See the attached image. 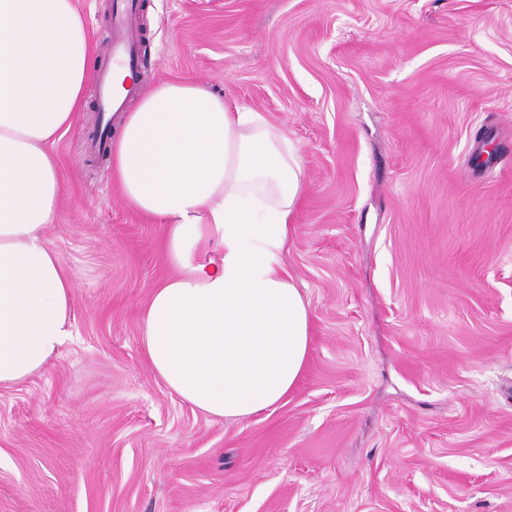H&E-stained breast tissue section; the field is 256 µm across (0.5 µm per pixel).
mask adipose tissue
Here are the masks:
<instances>
[{"label": "adipose tissue", "instance_id": "adipose-tissue-1", "mask_svg": "<svg viewBox=\"0 0 512 512\" xmlns=\"http://www.w3.org/2000/svg\"><path fill=\"white\" fill-rule=\"evenodd\" d=\"M93 64L74 0H0V386L41 372L72 334L74 283L45 229L62 195L54 146L82 117ZM110 175L162 225L176 271L142 319L153 371L227 421L276 406L311 347L310 302L286 262L298 148L197 80L163 81L123 114Z\"/></svg>", "mask_w": 512, "mask_h": 512}]
</instances>
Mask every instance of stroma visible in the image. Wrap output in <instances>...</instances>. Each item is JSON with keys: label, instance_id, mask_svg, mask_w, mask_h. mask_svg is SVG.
<instances>
[{"label": "stroma", "instance_id": "35a3bbf8", "mask_svg": "<svg viewBox=\"0 0 512 512\" xmlns=\"http://www.w3.org/2000/svg\"><path fill=\"white\" fill-rule=\"evenodd\" d=\"M76 4L106 65L112 0ZM136 25L142 88L197 79L298 147L309 358L237 423L154 373L173 271L89 152L87 90L46 228L73 334L0 386V512H512V0H140Z\"/></svg>", "mask_w": 512, "mask_h": 512}]
</instances>
